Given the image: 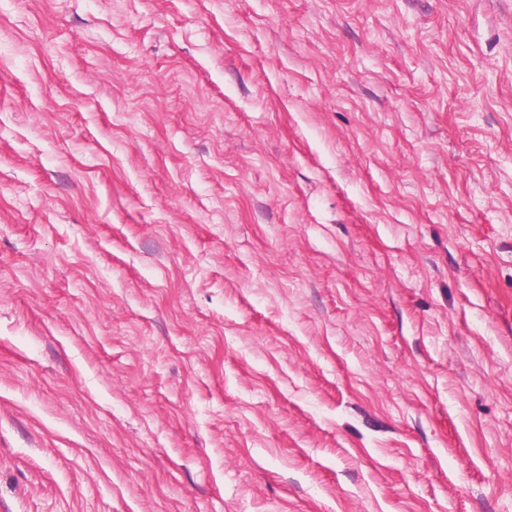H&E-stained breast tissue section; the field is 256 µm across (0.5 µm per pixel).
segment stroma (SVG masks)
<instances>
[{"label":"stroma","mask_w":512,"mask_h":512,"mask_svg":"<svg viewBox=\"0 0 512 512\" xmlns=\"http://www.w3.org/2000/svg\"><path fill=\"white\" fill-rule=\"evenodd\" d=\"M0 512H512V0H0Z\"/></svg>","instance_id":"stroma-1"}]
</instances>
